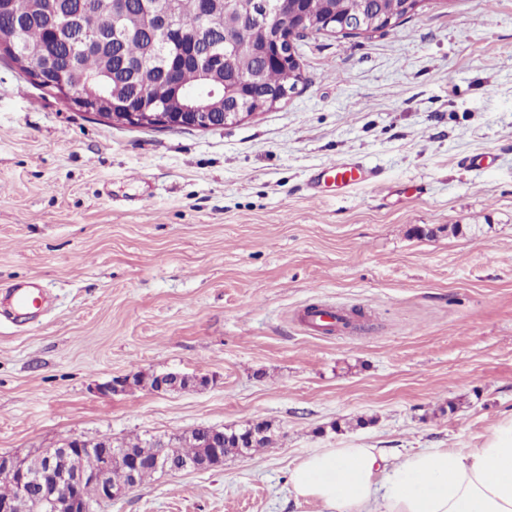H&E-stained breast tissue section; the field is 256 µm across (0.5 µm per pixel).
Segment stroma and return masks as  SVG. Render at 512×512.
<instances>
[{"mask_svg": "<svg viewBox=\"0 0 512 512\" xmlns=\"http://www.w3.org/2000/svg\"><path fill=\"white\" fill-rule=\"evenodd\" d=\"M298 52L294 93L205 131L74 111L0 59V452L276 429L93 512H319L290 493L307 454L474 448L512 414V0ZM313 304L365 317L323 334ZM167 372L201 384L101 390ZM272 442L270 427L267 424L259 423L255 426L253 437L250 441L239 442L234 432H224V458L238 456L256 451L259 448H266Z\"/></svg>", "mask_w": 512, "mask_h": 512, "instance_id": "obj_1", "label": "stroma"}]
</instances>
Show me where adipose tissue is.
Masks as SVG:
<instances>
[{"label": "adipose tissue", "instance_id": "obj_1", "mask_svg": "<svg viewBox=\"0 0 512 512\" xmlns=\"http://www.w3.org/2000/svg\"><path fill=\"white\" fill-rule=\"evenodd\" d=\"M289 482L296 502L321 512H512V415L477 448H322Z\"/></svg>", "mask_w": 512, "mask_h": 512}]
</instances>
